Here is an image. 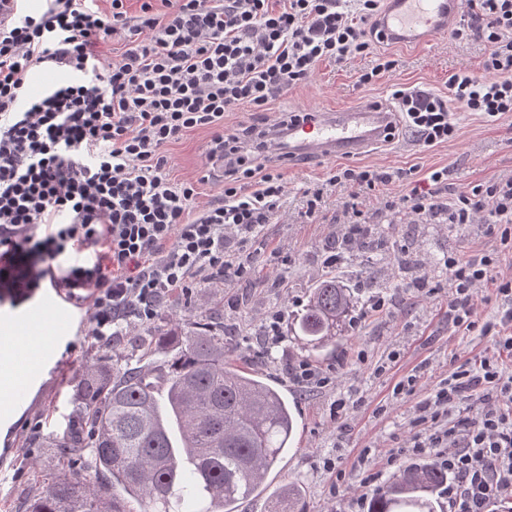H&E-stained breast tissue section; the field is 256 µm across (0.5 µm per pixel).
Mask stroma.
I'll use <instances>...</instances> for the list:
<instances>
[{
    "instance_id": "1",
    "label": "stroma",
    "mask_w": 512,
    "mask_h": 512,
    "mask_svg": "<svg viewBox=\"0 0 512 512\" xmlns=\"http://www.w3.org/2000/svg\"><path fill=\"white\" fill-rule=\"evenodd\" d=\"M385 51L398 64L373 85L363 87L357 83L359 73L372 67L373 56L341 64L324 61L317 66L311 82L278 98L274 110L315 111L327 106L342 109L362 107L372 101L387 105L398 87L444 95L452 73H484L486 48L476 39L457 41L443 35L420 48L389 45ZM451 118L456 134L448 142L425 148L403 137L352 159L351 164L390 171L415 167L423 177L432 170L447 169L448 183L441 192L448 199L468 192L476 184L512 176V113L491 120L457 108ZM209 140V130L198 129L169 148L172 178L199 181L198 202L203 206L218 199L223 181L218 171L212 172L207 182L199 180ZM336 167V161L320 158L288 166L284 171L288 183L284 214L265 226L261 251L252 258L250 275L197 286L176 300L165 298L154 320L155 326L163 327L172 316L187 322L220 314L225 327L235 331L227 339V346L244 354L249 369L277 384L292 407L298 430L288 452L265 483L241 502L239 512H272V490L293 482L303 489L304 512H349L351 498L372 495L377 489L376 484L361 483L356 474L363 452H370L377 460L384 451L405 444L416 402L429 397L451 368L478 362L493 350L491 340L450 331L447 289L421 296L412 284L419 276L432 273L438 260L448 253L496 251L494 239L485 236L478 224H407L397 217L392 223L380 225L379 234L393 249L404 248L413 254V263L386 256L378 259L375 287L371 290L363 286L360 252H353L350 265L339 274L344 283L356 287L360 298H367L374 290L383 293L391 304L389 316L342 332L334 345L319 352L310 351L285 322L281 325L282 344L273 348L270 355L257 356L268 317L278 310L295 314L326 273L325 248L336 239V224L346 200L344 190L328 184ZM317 186L325 189L322 218L316 224L302 223L303 192ZM393 349L400 353L398 361L385 373H376L377 360ZM361 350L367 354L363 362L356 359ZM109 355L103 341L89 336L84 323L71 340L55 346L58 369L44 376L40 389L15 415L11 428L0 430V512H27L47 480L70 470L96 480L91 456L70 462L68 455L55 448L54 441L75 413L74 389L81 367ZM302 361L336 369L334 385L303 388L295 384L288 370ZM416 371L421 372L422 378L414 393L394 397V385ZM340 392L366 399L365 406L354 408L344 431L329 416V406ZM381 405L387 411L380 415L376 409ZM331 453L349 477L350 496L335 498L329 492L331 476L324 471L322 460Z\"/></svg>"
}]
</instances>
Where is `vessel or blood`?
<instances>
[{
    "label": "vessel or blood",
    "mask_w": 512,
    "mask_h": 512,
    "mask_svg": "<svg viewBox=\"0 0 512 512\" xmlns=\"http://www.w3.org/2000/svg\"><path fill=\"white\" fill-rule=\"evenodd\" d=\"M460 0H384L379 30L388 42L419 45L447 34L456 23ZM397 119L395 110L367 109L343 112H314L307 121L289 124L283 139L289 163L309 156L325 158L363 155L382 145ZM79 307L66 290L52 288L32 299L22 315L0 316V349L13 350L8 330L23 324L39 325L45 314L53 316V330L59 339H68L75 331ZM47 366V353L40 335L29 336L22 357L11 365L0 364V375L17 369L10 403L0 406V416L10 415L13 405L24 404L28 394L40 387Z\"/></svg>",
    "instance_id": "b4317fda"
}]
</instances>
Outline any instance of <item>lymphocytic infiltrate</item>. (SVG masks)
<instances>
[{
  "label": "lymphocytic infiltrate",
  "instance_id": "1",
  "mask_svg": "<svg viewBox=\"0 0 512 512\" xmlns=\"http://www.w3.org/2000/svg\"><path fill=\"white\" fill-rule=\"evenodd\" d=\"M44 0L35 13L0 0V286L59 287L92 301L91 336H115L122 320L149 325L176 290L245 278L266 224L280 217L287 182L276 167V132L287 115L267 118L284 93L308 83L325 60L375 54L369 86L396 68L378 52L375 20L382 0ZM468 16L452 36L487 46L483 76L457 72L447 96L418 89L394 93L402 130L432 147L455 132L450 107L494 118L512 112V0H461ZM123 40L105 61L101 44ZM37 67L62 73L36 97L26 93ZM263 113L260 126L228 128L226 113ZM207 129V162L224 170V194L196 207L195 182L172 180L168 148ZM447 169L423 179L414 170L340 167L331 186L346 189L338 242H357L369 221L364 197L398 182L380 215L418 224L484 225L499 249L448 254V324L491 338L498 349L462 365L416 403L407 449L436 455L452 477L448 512H493L512 503V177L480 183L446 202ZM493 285L500 307L484 319L477 291Z\"/></svg>",
  "mask_w": 512,
  "mask_h": 512
}]
</instances>
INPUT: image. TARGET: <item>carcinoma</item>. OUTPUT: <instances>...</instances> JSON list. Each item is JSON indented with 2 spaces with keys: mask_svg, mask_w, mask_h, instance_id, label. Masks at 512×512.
Returning <instances> with one entry per match:
<instances>
[{
  "mask_svg": "<svg viewBox=\"0 0 512 512\" xmlns=\"http://www.w3.org/2000/svg\"><path fill=\"white\" fill-rule=\"evenodd\" d=\"M358 246L370 260L385 241L368 233ZM356 307L350 289L327 276L295 316V335L319 351ZM224 336L222 321L176 320L131 337L133 363L85 364L77 419L59 442L72 456L92 454L104 483L58 478L31 512H238L288 449L296 419L276 386L237 365ZM159 348L162 360L154 359ZM448 479L435 462L410 464L369 498L367 512H437L435 494ZM123 494L139 509L125 508ZM280 498L297 512L302 488L290 484Z\"/></svg>",
  "mask_w": 512,
  "mask_h": 512,
  "instance_id": "carcinoma-1",
  "label": "carcinoma"
}]
</instances>
